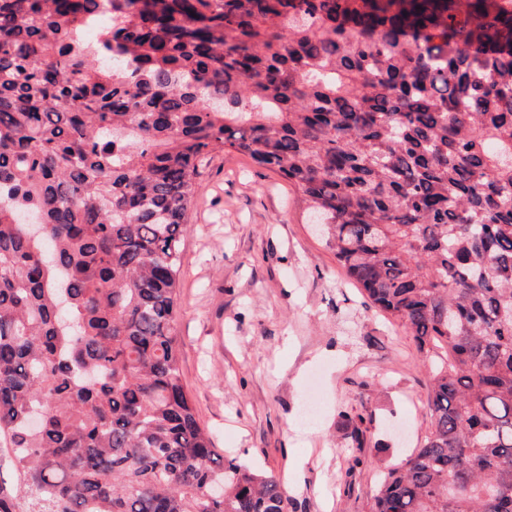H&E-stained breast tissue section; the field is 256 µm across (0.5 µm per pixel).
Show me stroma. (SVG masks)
<instances>
[{
  "label": "stroma",
  "mask_w": 512,
  "mask_h": 512,
  "mask_svg": "<svg viewBox=\"0 0 512 512\" xmlns=\"http://www.w3.org/2000/svg\"><path fill=\"white\" fill-rule=\"evenodd\" d=\"M178 306L183 381L218 454L279 475L289 512H371L382 471L430 430L429 364L314 232L302 195L237 152L204 159Z\"/></svg>",
  "instance_id": "1"
}]
</instances>
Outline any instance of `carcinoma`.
<instances>
[{
	"instance_id": "1",
	"label": "carcinoma",
	"mask_w": 512,
	"mask_h": 512,
	"mask_svg": "<svg viewBox=\"0 0 512 512\" xmlns=\"http://www.w3.org/2000/svg\"><path fill=\"white\" fill-rule=\"evenodd\" d=\"M99 2L0 0V437L35 512H289L180 368L181 242L226 150L435 357L372 512H512V0Z\"/></svg>"
}]
</instances>
